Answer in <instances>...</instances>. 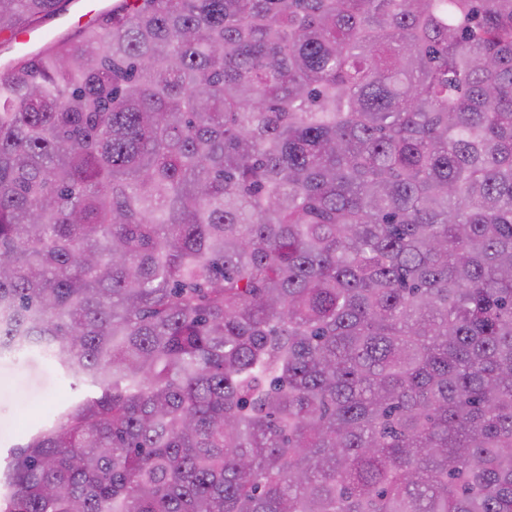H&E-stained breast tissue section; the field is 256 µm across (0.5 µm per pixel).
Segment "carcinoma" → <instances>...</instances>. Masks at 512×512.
I'll list each match as a JSON object with an SVG mask.
<instances>
[{
  "instance_id": "cac0c4a2",
  "label": "carcinoma",
  "mask_w": 512,
  "mask_h": 512,
  "mask_svg": "<svg viewBox=\"0 0 512 512\" xmlns=\"http://www.w3.org/2000/svg\"><path fill=\"white\" fill-rule=\"evenodd\" d=\"M121 2L0 68V512H512V0ZM89 392L36 352L25 359L0 357V455L25 443L50 404L66 406Z\"/></svg>"
}]
</instances>
